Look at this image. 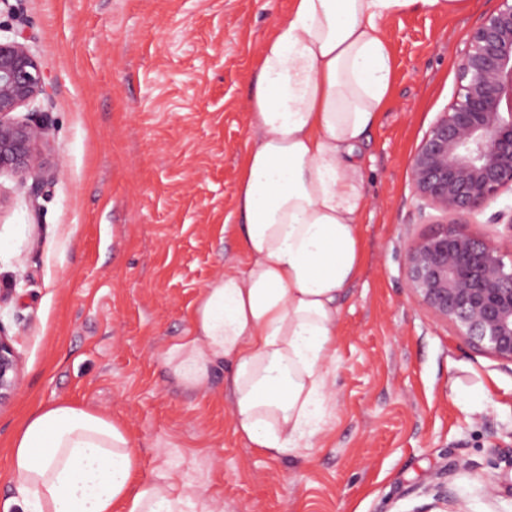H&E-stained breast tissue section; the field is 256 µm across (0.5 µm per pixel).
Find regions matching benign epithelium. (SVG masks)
I'll use <instances>...</instances> for the list:
<instances>
[{
  "label": "benign epithelium",
  "instance_id": "obj_1",
  "mask_svg": "<svg viewBox=\"0 0 512 512\" xmlns=\"http://www.w3.org/2000/svg\"><path fill=\"white\" fill-rule=\"evenodd\" d=\"M45 77L24 32L0 39V174L49 180L43 147L47 116L18 109L44 94ZM418 199L450 217L410 243L405 276L411 294L452 323L475 347L512 363V264L504 246L457 222L512 191V0L482 14L457 50V88L408 162ZM20 385V358L0 329V405Z\"/></svg>",
  "mask_w": 512,
  "mask_h": 512
}]
</instances>
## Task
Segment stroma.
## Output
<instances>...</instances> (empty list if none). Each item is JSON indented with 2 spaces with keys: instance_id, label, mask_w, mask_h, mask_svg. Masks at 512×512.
I'll list each match as a JSON object with an SVG mask.
<instances>
[{
  "instance_id": "obj_1",
  "label": "stroma",
  "mask_w": 512,
  "mask_h": 512,
  "mask_svg": "<svg viewBox=\"0 0 512 512\" xmlns=\"http://www.w3.org/2000/svg\"><path fill=\"white\" fill-rule=\"evenodd\" d=\"M290 0H0L48 84L53 178L38 198L4 175L0 327L21 357L0 406V512L15 497L9 444L32 411L67 402L112 417L166 481L220 512H416L444 493L465 512H512V364L472 347L412 296L408 245L442 215L408 161L457 86L455 48L496 0L385 21L388 104L358 152L365 259L336 329L326 424L270 457L235 431L224 368L190 391L165 363L194 305L241 262L230 225L253 132L259 48ZM512 194L465 216L508 242Z\"/></svg>"
}]
</instances>
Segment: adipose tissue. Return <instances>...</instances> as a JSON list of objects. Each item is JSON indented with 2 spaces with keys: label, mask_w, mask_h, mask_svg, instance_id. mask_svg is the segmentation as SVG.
Returning a JSON list of instances; mask_svg holds the SVG:
<instances>
[{
  "label": "adipose tissue",
  "mask_w": 512,
  "mask_h": 512,
  "mask_svg": "<svg viewBox=\"0 0 512 512\" xmlns=\"http://www.w3.org/2000/svg\"><path fill=\"white\" fill-rule=\"evenodd\" d=\"M436 2L290 0L260 47L235 191L244 265L203 289L165 360L193 391L227 366L234 429L270 456L311 447L325 423L341 302L362 269L356 151L392 84L383 22ZM139 468L120 423L69 403L31 414L11 441L20 512H187Z\"/></svg>",
  "instance_id": "ef3b65f1"
}]
</instances>
